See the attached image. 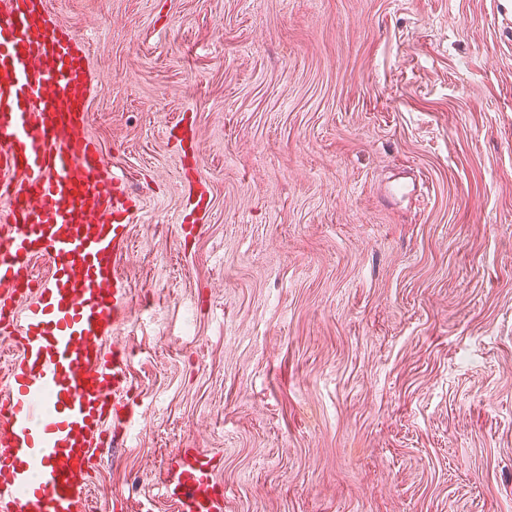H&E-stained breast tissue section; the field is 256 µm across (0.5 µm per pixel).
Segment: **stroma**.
Returning a JSON list of instances; mask_svg holds the SVG:
<instances>
[{"instance_id":"stroma-1","label":"stroma","mask_w":512,"mask_h":512,"mask_svg":"<svg viewBox=\"0 0 512 512\" xmlns=\"http://www.w3.org/2000/svg\"><path fill=\"white\" fill-rule=\"evenodd\" d=\"M144 209L84 512H512V0H52ZM186 115L212 196L191 234ZM216 456L198 448H182L155 479L154 486L178 512H223L224 486L217 480Z\"/></svg>"}]
</instances>
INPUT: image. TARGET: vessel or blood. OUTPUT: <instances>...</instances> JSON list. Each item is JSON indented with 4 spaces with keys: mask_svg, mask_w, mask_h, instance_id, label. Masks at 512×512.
<instances>
[{
    "mask_svg": "<svg viewBox=\"0 0 512 512\" xmlns=\"http://www.w3.org/2000/svg\"><path fill=\"white\" fill-rule=\"evenodd\" d=\"M87 43L50 0H0V512H83L105 430L127 431V306L114 264L142 209L88 132ZM44 264L46 276L34 274ZM214 455L179 450L155 479L178 512H224Z\"/></svg>",
    "mask_w": 512,
    "mask_h": 512,
    "instance_id": "vessel-or-blood-1",
    "label": "vessel or blood"
}]
</instances>
